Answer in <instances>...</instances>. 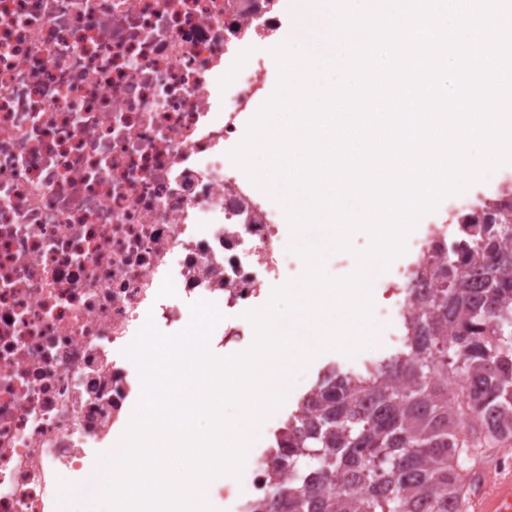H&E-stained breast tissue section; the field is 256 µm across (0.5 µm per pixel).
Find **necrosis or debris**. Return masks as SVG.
I'll return each instance as SVG.
<instances>
[{
    "label": "necrosis or debris",
    "mask_w": 512,
    "mask_h": 512,
    "mask_svg": "<svg viewBox=\"0 0 512 512\" xmlns=\"http://www.w3.org/2000/svg\"><path fill=\"white\" fill-rule=\"evenodd\" d=\"M280 0H0V512H55L89 481L142 393L126 356L191 303L244 348L264 286L286 276L285 218L231 161L264 88L258 46ZM472 199L414 236L372 290L412 287L464 238ZM272 457L222 492L259 512Z\"/></svg>",
    "instance_id": "4bbe7bcc"
}]
</instances>
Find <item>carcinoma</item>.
<instances>
[{"label": "carcinoma", "instance_id": "1", "mask_svg": "<svg viewBox=\"0 0 512 512\" xmlns=\"http://www.w3.org/2000/svg\"><path fill=\"white\" fill-rule=\"evenodd\" d=\"M462 223L483 262L427 259L419 281L440 287L416 298L397 350L318 376L283 425L261 512H461L472 450L512 440V187Z\"/></svg>", "mask_w": 512, "mask_h": 512}]
</instances>
